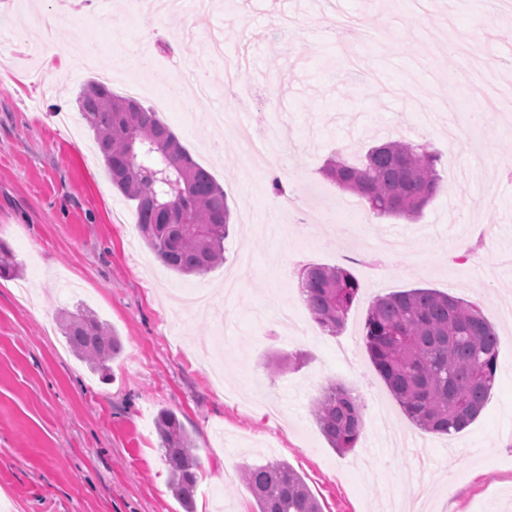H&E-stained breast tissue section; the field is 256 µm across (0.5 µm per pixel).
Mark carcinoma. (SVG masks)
<instances>
[{"instance_id": "cac0c4a2", "label": "carcinoma", "mask_w": 512, "mask_h": 512, "mask_svg": "<svg viewBox=\"0 0 512 512\" xmlns=\"http://www.w3.org/2000/svg\"><path fill=\"white\" fill-rule=\"evenodd\" d=\"M112 187L135 203L136 224L155 258L181 274H203L224 263L230 207L224 188L196 163L156 112L133 97L92 80L78 97ZM440 157L391 140L370 149L364 162L329 161L325 175L368 205L371 217H413L434 196ZM18 264L0 241V278ZM300 285L313 319L341 332L360 291L342 267L311 264ZM59 327L72 353L90 370L106 373L122 351L121 338L90 310L61 313ZM363 343L377 372L408 418L422 431L452 435L483 410L497 372L498 336L476 304L432 288L377 297L367 313ZM315 419L331 447H355L362 405L332 383L315 403ZM160 453L184 512H194L200 461L175 412L156 420ZM256 512H322L303 478L285 461L242 466Z\"/></svg>"}]
</instances>
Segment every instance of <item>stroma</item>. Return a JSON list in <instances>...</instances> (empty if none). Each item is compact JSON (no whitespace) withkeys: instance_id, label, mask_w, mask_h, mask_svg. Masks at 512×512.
Masks as SVG:
<instances>
[{"instance_id":"obj_1","label":"stroma","mask_w":512,"mask_h":512,"mask_svg":"<svg viewBox=\"0 0 512 512\" xmlns=\"http://www.w3.org/2000/svg\"><path fill=\"white\" fill-rule=\"evenodd\" d=\"M148 0H89L51 31L59 0H8L0 9V241L19 273L0 278V512H184L170 488L155 421L174 411L201 467L195 512H254L245 464L283 460L322 512H385L384 493L420 498L425 512H512V112L471 125L466 87L440 85L471 63L493 84L512 81V14L496 0H181L159 19ZM387 19L358 42L323 34L336 18ZM291 35L282 38V23ZM467 42L448 55L426 30ZM111 54V89L139 82L152 105L172 63L206 78L207 94L170 97L158 118L228 194L225 261L202 274L162 266L142 241L134 204L112 186L85 124L66 126L98 73L37 55L45 42ZM466 106L448 120L447 94ZM225 114L223 129L210 121ZM283 130L305 165L289 195L320 211L300 224L272 193L271 172L241 163L238 126ZM404 139L438 153L442 189L418 220H369L346 229L355 195L325 177L332 157L361 163L375 143ZM341 266L359 281L344 330L323 331L298 291L308 264ZM288 277L295 325L261 317L274 271ZM433 288L479 305L498 336V370L480 416L452 436L419 432L360 343L378 296ZM86 308L123 343L108 376L59 350L61 311ZM351 343L352 357L338 351ZM278 363L270 371V363ZM262 384L269 416L216 390L214 377ZM363 405L352 450L331 448L313 406L332 383Z\"/></svg>"}]
</instances>
